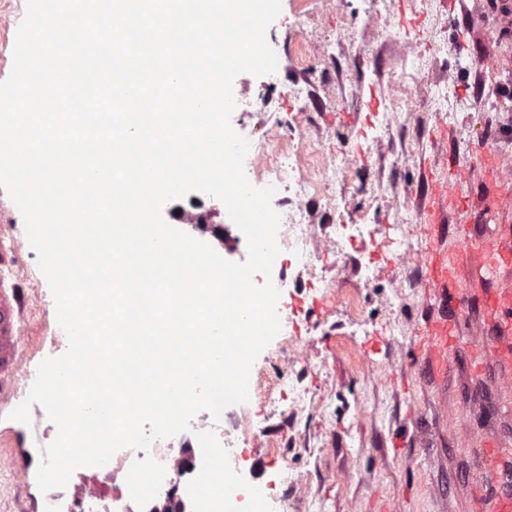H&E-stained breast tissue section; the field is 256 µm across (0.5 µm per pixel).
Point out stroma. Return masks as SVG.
Instances as JSON below:
<instances>
[{"instance_id":"1","label":"stroma","mask_w":512,"mask_h":512,"mask_svg":"<svg viewBox=\"0 0 512 512\" xmlns=\"http://www.w3.org/2000/svg\"><path fill=\"white\" fill-rule=\"evenodd\" d=\"M310 0H281L267 30L278 57L275 73L236 77L234 129L249 142L275 127L297 147L300 134L318 140L324 154L363 148L333 195H308L312 224H344L361 211L367 223H387L410 247L397 256L363 241L339 255L323 250L322 280L276 262L271 276L279 302L295 311L299 341L290 352L270 344L253 371L261 386L276 381L284 357L294 358L299 378L315 405L301 420L286 417L283 404L250 395L226 408L225 428L240 414L250 420L249 441L257 457L274 459L267 478L275 485L281 512H493L502 484L489 471L512 470V382L493 355L500 329L487 310L489 292L512 285L508 273L458 262L468 281L465 304L453 319L446 371L408 370L396 382L420 337L416 330L437 317L439 302L425 286L426 254H457V227L473 222L469 212L450 213L434 235L425 232L420 205L430 191L429 175H448L449 160L465 162L471 142L489 144L499 166H512V16L500 0H380L379 16L368 19L365 0H332L307 22ZM26 0H0V82L13 65V48ZM447 95L440 112L435 94ZM388 129H380L383 113ZM380 186L383 196H370ZM193 211L207 218L184 232L222 244L236 225L222 203L199 192L167 203L163 217L177 224ZM31 288L25 294L28 347L25 367L63 354L68 341L56 319L49 286L37 254L23 247ZM371 265L373 281L360 272ZM354 285L363 327L354 330L348 312L327 289ZM400 302H392L394 291ZM328 302L329 313L315 305ZM13 382L0 383V512H44L36 474L49 440L40 427L12 420L20 404ZM293 470L300 483L284 480Z\"/></svg>"}]
</instances>
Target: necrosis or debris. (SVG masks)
Here are the masks:
<instances>
[{"label":"necrosis or debris","mask_w":512,"mask_h":512,"mask_svg":"<svg viewBox=\"0 0 512 512\" xmlns=\"http://www.w3.org/2000/svg\"><path fill=\"white\" fill-rule=\"evenodd\" d=\"M353 164L350 154L321 157L320 147L310 138H302L298 151H289L275 132L252 148L253 171L276 188L294 190L297 199L290 211L281 216L278 243L282 253L309 275H316L315 259L321 247L345 253L348 244L372 237L369 225L340 224L335 234L321 236L310 224L301 198L304 193L331 195ZM193 426L200 444H174L171 440L155 442L150 451H118L102 467H80L72 490L70 512H203L202 500L223 496L226 487L236 485L234 468L224 464L226 431L206 411L195 415ZM152 455L164 463L166 477L159 494L145 509L132 501L125 482L134 460Z\"/></svg>","instance_id":"necrosis-or-debris-1"}]
</instances>
